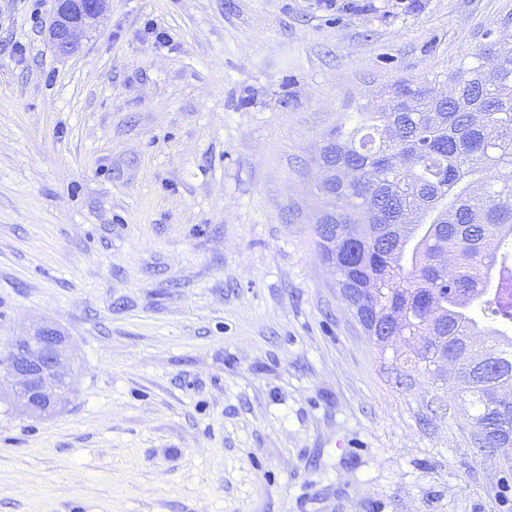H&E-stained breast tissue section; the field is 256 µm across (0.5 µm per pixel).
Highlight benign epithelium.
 I'll return each mask as SVG.
<instances>
[{"mask_svg": "<svg viewBox=\"0 0 512 512\" xmlns=\"http://www.w3.org/2000/svg\"><path fill=\"white\" fill-rule=\"evenodd\" d=\"M109 0H57L49 38L62 56L75 53L78 34L94 26L106 12ZM67 337L53 326L36 328L6 352L12 396L32 416L54 411L70 393L64 364Z\"/></svg>", "mask_w": 512, "mask_h": 512, "instance_id": "benign-epithelium-1", "label": "benign epithelium"}]
</instances>
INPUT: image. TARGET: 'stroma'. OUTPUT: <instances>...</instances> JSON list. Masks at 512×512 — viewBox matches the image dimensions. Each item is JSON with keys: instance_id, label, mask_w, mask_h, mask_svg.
<instances>
[{"instance_id": "stroma-1", "label": "stroma", "mask_w": 512, "mask_h": 512, "mask_svg": "<svg viewBox=\"0 0 512 512\" xmlns=\"http://www.w3.org/2000/svg\"><path fill=\"white\" fill-rule=\"evenodd\" d=\"M0 0V512H512L451 367L380 347L320 254L311 159L398 84L512 39V0H111L72 55ZM66 342L58 329L46 325L6 352L13 400L25 413L42 416L66 401L70 393L64 371Z\"/></svg>"}]
</instances>
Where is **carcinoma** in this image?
<instances>
[{"label":"carcinoma","instance_id":"cac0c4a2","mask_svg":"<svg viewBox=\"0 0 512 512\" xmlns=\"http://www.w3.org/2000/svg\"><path fill=\"white\" fill-rule=\"evenodd\" d=\"M313 164L319 246L360 322L383 345L447 337L473 425L509 421L482 447L511 448L512 404L493 395L512 390V339L480 326L478 310L493 287L491 315L512 322V48L493 43L442 81L398 85L330 129ZM438 360L435 345L408 358L426 370Z\"/></svg>","mask_w":512,"mask_h":512}]
</instances>
